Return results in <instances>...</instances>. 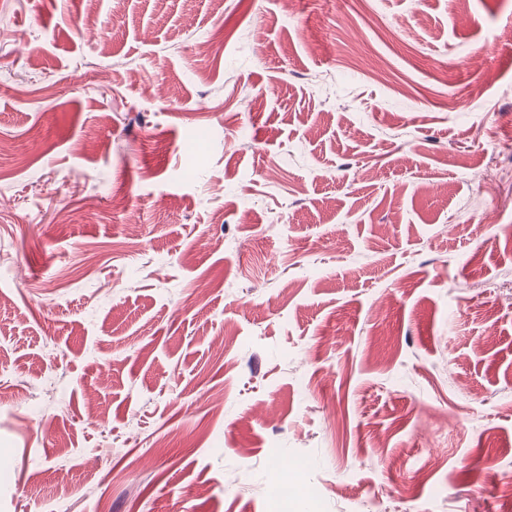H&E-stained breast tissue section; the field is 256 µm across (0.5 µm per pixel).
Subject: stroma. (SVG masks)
I'll use <instances>...</instances> for the list:
<instances>
[{
	"instance_id": "stroma-1",
	"label": "stroma",
	"mask_w": 512,
	"mask_h": 512,
	"mask_svg": "<svg viewBox=\"0 0 512 512\" xmlns=\"http://www.w3.org/2000/svg\"><path fill=\"white\" fill-rule=\"evenodd\" d=\"M87 7L0 0V512H512V0Z\"/></svg>"
}]
</instances>
